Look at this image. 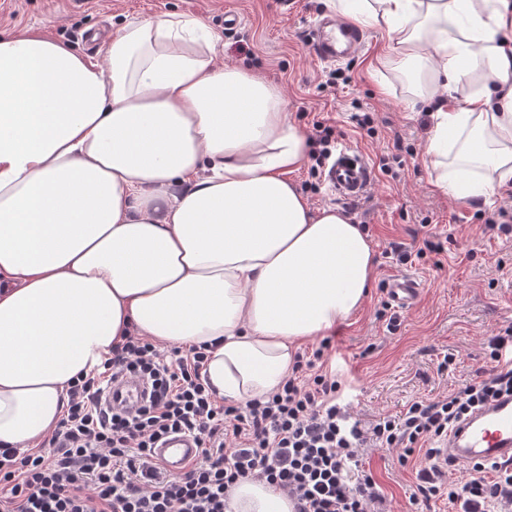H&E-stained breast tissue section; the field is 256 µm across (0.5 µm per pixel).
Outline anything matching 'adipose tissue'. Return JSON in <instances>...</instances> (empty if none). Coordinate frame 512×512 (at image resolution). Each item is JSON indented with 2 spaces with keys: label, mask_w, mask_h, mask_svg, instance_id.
<instances>
[{
  "label": "adipose tissue",
  "mask_w": 512,
  "mask_h": 512,
  "mask_svg": "<svg viewBox=\"0 0 512 512\" xmlns=\"http://www.w3.org/2000/svg\"><path fill=\"white\" fill-rule=\"evenodd\" d=\"M386 29L380 66L421 64L435 186L512 182V0H336ZM197 17L127 21L95 61L33 30L0 33V447L58 424L68 384L135 332L205 347L225 401L276 390L297 347L359 310L375 251L290 181L307 135L281 91L215 62ZM472 91L448 107L461 78ZM233 512H292L239 482Z\"/></svg>",
  "instance_id": "1"
}]
</instances>
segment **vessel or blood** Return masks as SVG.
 Listing matches in <instances>:
<instances>
[{"instance_id":"vessel-or-blood-1","label":"vessel or blood","mask_w":512,"mask_h":512,"mask_svg":"<svg viewBox=\"0 0 512 512\" xmlns=\"http://www.w3.org/2000/svg\"><path fill=\"white\" fill-rule=\"evenodd\" d=\"M364 40L361 29L332 16L323 17L311 29L308 50L324 63H335L354 56ZM337 197L357 200L371 184L367 157L356 150L337 153L326 175ZM420 282L410 275H396L386 284L388 299L398 308L413 307L420 296ZM149 396V386L139 379L113 384L106 396L108 410L132 414ZM152 453L169 472L181 471L197 458L199 445L194 436L174 433L160 439ZM441 455L456 463L477 460L512 459V397L486 405L462 421L441 445Z\"/></svg>"}]
</instances>
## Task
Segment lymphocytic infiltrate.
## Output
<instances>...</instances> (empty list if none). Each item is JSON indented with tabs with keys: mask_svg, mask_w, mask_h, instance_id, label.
<instances>
[{
	"mask_svg": "<svg viewBox=\"0 0 512 512\" xmlns=\"http://www.w3.org/2000/svg\"><path fill=\"white\" fill-rule=\"evenodd\" d=\"M496 363L448 397L416 401L398 416L369 426L338 401L339 382L323 371L329 340L296 354L276 392L240 406L221 403L202 371L203 348L164 354L147 337L128 334L101 371L77 377L47 447L0 448V512H229L242 480L267 483L290 499L293 512H384L363 448L400 449V463L418 456L411 504L445 499L463 512L512 505V460L476 461L463 484L448 482L440 445L476 408L512 396V324L490 341ZM146 380L151 393L133 415L108 413L113 381ZM195 436L198 457L168 472L151 450L166 434Z\"/></svg>",
	"mask_w": 512,
	"mask_h": 512,
	"instance_id": "lymphocytic-infiltrate-1",
	"label": "lymphocytic infiltrate"
}]
</instances>
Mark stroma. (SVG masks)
Here are the masks:
<instances>
[{"label": "stroma", "mask_w": 512, "mask_h": 512, "mask_svg": "<svg viewBox=\"0 0 512 512\" xmlns=\"http://www.w3.org/2000/svg\"><path fill=\"white\" fill-rule=\"evenodd\" d=\"M329 0H0V31L37 29L87 57H98L113 26L177 12L202 18L215 34L218 62L257 74L279 87L286 110L304 130L313 121L335 125L341 145L364 153L372 169L366 197L350 213L371 239L376 265L363 306L328 330V368L342 383L341 399L361 423L401 414L412 402L441 399L491 369L488 341L512 323V233H490L477 210L512 208V183L488 199L459 200L441 194L424 161L434 118L416 96L414 68L373 73L386 47L385 29L365 26V42L341 64L348 85H325L329 65L307 49L309 30ZM238 22L225 27L224 17ZM374 119L373 132L356 128L352 113ZM400 154L397 173L382 171L381 157ZM441 241L442 252L425 250ZM400 243L412 257L400 263L387 254ZM405 272L422 286L413 308L396 310V327L379 317L391 274ZM452 357L442 367L444 357ZM399 449L368 448L363 468L373 474L390 512H410L418 483L415 464L400 465Z\"/></svg>", "instance_id": "35a3bbf8"}]
</instances>
